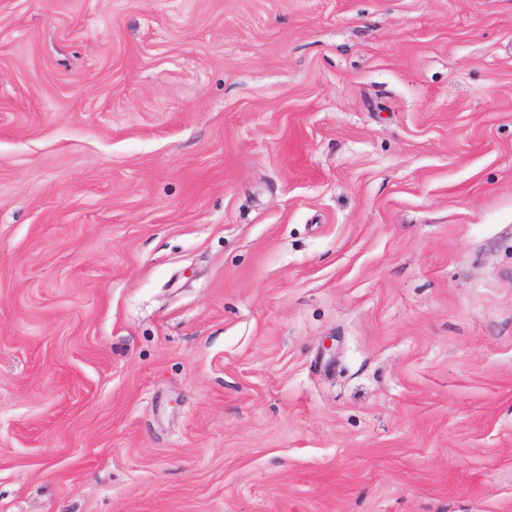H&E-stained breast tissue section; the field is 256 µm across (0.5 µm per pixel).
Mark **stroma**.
I'll return each instance as SVG.
<instances>
[{
  "label": "stroma",
  "instance_id": "1",
  "mask_svg": "<svg viewBox=\"0 0 512 512\" xmlns=\"http://www.w3.org/2000/svg\"><path fill=\"white\" fill-rule=\"evenodd\" d=\"M0 512H512V0H0Z\"/></svg>",
  "mask_w": 512,
  "mask_h": 512
}]
</instances>
